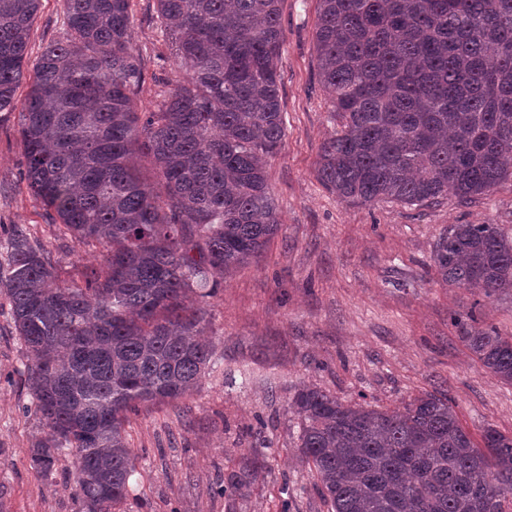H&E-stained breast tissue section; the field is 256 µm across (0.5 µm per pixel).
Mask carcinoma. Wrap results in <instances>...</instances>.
Returning a JSON list of instances; mask_svg holds the SVG:
<instances>
[{
  "label": "carcinoma",
  "instance_id": "1",
  "mask_svg": "<svg viewBox=\"0 0 512 512\" xmlns=\"http://www.w3.org/2000/svg\"><path fill=\"white\" fill-rule=\"evenodd\" d=\"M319 2L318 74L342 121L315 167L329 192L419 205L512 178V0ZM156 5L184 77L144 112L132 0H63L61 35L31 67L41 0H0V112L18 111L27 188L63 235L102 249L81 286L58 282L23 231L0 265L46 427L31 463L50 473L73 449L87 512L125 497L128 414L206 374L207 312L187 298L216 295L280 226L267 169L286 133L281 0ZM433 262L447 286L512 292V237L497 224L448 225ZM461 340L512 384V336ZM292 407L331 512H512V435L489 427L477 446L445 395L388 411L303 387Z\"/></svg>",
  "mask_w": 512,
  "mask_h": 512
}]
</instances>
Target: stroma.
Returning <instances> with one entry per match:
<instances>
[{"mask_svg": "<svg viewBox=\"0 0 512 512\" xmlns=\"http://www.w3.org/2000/svg\"><path fill=\"white\" fill-rule=\"evenodd\" d=\"M318 12L319 0H282L286 135L268 166L280 229L256 262L201 300L211 316L212 362L198 388L130 414L135 469L111 512H328L297 452L291 401L303 386L382 410L441 392L474 443L489 426L512 434V385L459 339L474 321L512 336V293L443 285L432 261L451 224H496L512 236V180L468 200L451 194L419 206L350 205L326 190L314 169L339 123L318 76ZM132 15L131 46L144 73L137 99L148 110L180 73L158 33L155 0H133ZM23 170L18 115L0 112V238L25 229L58 280L81 283L93 252L59 235ZM30 362L0 294V512H86L72 451L48 474L30 462L45 432L32 405ZM245 469L249 487L234 489L231 476Z\"/></svg>", "mask_w": 512, "mask_h": 512, "instance_id": "1", "label": "stroma"}]
</instances>
